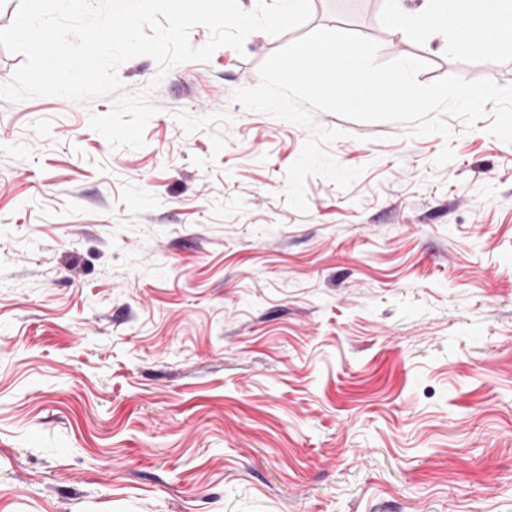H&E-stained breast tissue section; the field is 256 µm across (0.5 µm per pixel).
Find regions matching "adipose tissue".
I'll return each instance as SVG.
<instances>
[{
    "label": "adipose tissue",
    "instance_id": "ef3b65f1",
    "mask_svg": "<svg viewBox=\"0 0 512 512\" xmlns=\"http://www.w3.org/2000/svg\"><path fill=\"white\" fill-rule=\"evenodd\" d=\"M391 21L401 30L424 32L457 22L458 48L492 54L512 41V0H425L418 12H407L403 0H390Z\"/></svg>",
    "mask_w": 512,
    "mask_h": 512
}]
</instances>
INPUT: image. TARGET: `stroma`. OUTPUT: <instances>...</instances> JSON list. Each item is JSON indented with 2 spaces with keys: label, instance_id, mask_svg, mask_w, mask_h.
<instances>
[{
  "label": "stroma",
  "instance_id": "1",
  "mask_svg": "<svg viewBox=\"0 0 512 512\" xmlns=\"http://www.w3.org/2000/svg\"><path fill=\"white\" fill-rule=\"evenodd\" d=\"M160 73L139 149L113 99L0 101V512H512V144L315 112L362 168L285 197L310 133L233 103L326 28L376 59L512 84V42L405 33L387 0ZM454 157L434 160L443 147Z\"/></svg>",
  "mask_w": 512,
  "mask_h": 512
}]
</instances>
